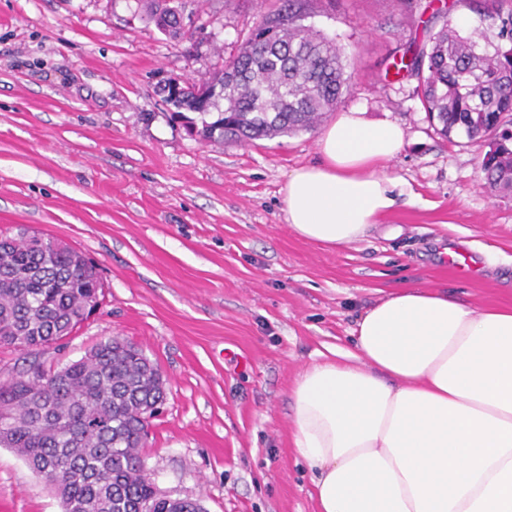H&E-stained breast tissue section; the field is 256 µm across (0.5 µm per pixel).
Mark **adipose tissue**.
Returning a JSON list of instances; mask_svg holds the SVG:
<instances>
[{"instance_id":"adipose-tissue-1","label":"adipose tissue","mask_w":512,"mask_h":512,"mask_svg":"<svg viewBox=\"0 0 512 512\" xmlns=\"http://www.w3.org/2000/svg\"><path fill=\"white\" fill-rule=\"evenodd\" d=\"M405 138L398 123L338 112L319 161L282 189L290 229L329 247L361 239L395 204L383 165ZM290 398L318 512H512V306L389 292Z\"/></svg>"}]
</instances>
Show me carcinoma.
Here are the masks:
<instances>
[{
    "mask_svg": "<svg viewBox=\"0 0 512 512\" xmlns=\"http://www.w3.org/2000/svg\"><path fill=\"white\" fill-rule=\"evenodd\" d=\"M305 0H280L224 70L187 81L165 102L200 116L209 141L249 142L313 130L348 90L343 49L305 26ZM483 21L500 44L479 48L445 19L393 58L418 80V97L437 133L490 139L483 161L493 192L512 193V0H490ZM149 19L183 33L182 0H153ZM216 115L213 121L207 117ZM102 292L97 265L51 241L28 244L0 231V347L34 350L70 335ZM165 396L161 370L119 337L96 344L59 369L39 367L0 383V447L13 450L52 486L64 512H203L196 500L158 493L144 475L145 408Z\"/></svg>",
    "mask_w": 512,
    "mask_h": 512,
    "instance_id": "1",
    "label": "carcinoma"
}]
</instances>
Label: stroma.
<instances>
[{
	"label": "stroma",
	"instance_id": "obj_1",
	"mask_svg": "<svg viewBox=\"0 0 512 512\" xmlns=\"http://www.w3.org/2000/svg\"><path fill=\"white\" fill-rule=\"evenodd\" d=\"M151 0H0V229L28 226L100 267L99 310L58 344L0 347V380L125 339L155 361L165 397L141 453L162 492L206 512H317L293 448L298 376L345 344L385 293L437 288L476 308L512 305V193L484 186L487 142L434 134L417 80L392 62L458 0H308L311 23L348 57L343 108L406 132L387 165L396 204L331 249L294 234L280 193L319 159L318 131L205 142L160 87L208 78L277 0H188L205 38L143 21ZM471 261L463 273L449 248ZM0 512H60L45 480L0 447Z\"/></svg>",
	"mask_w": 512,
	"mask_h": 512
}]
</instances>
